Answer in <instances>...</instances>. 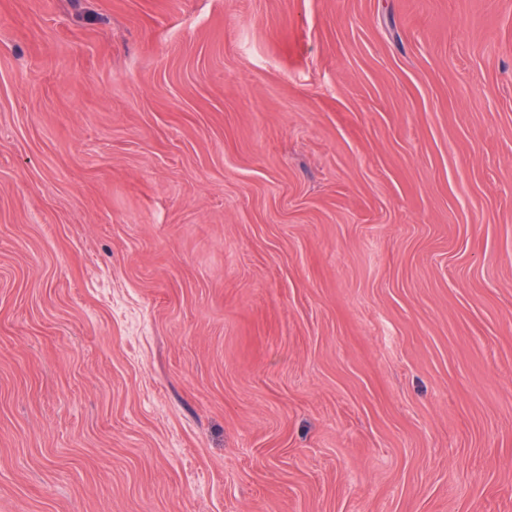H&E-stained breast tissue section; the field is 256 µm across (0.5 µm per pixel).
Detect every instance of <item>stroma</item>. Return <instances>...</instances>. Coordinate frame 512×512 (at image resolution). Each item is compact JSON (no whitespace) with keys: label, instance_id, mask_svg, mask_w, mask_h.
<instances>
[{"label":"stroma","instance_id":"1","mask_svg":"<svg viewBox=\"0 0 512 512\" xmlns=\"http://www.w3.org/2000/svg\"><path fill=\"white\" fill-rule=\"evenodd\" d=\"M0 512H512V0H0Z\"/></svg>","mask_w":512,"mask_h":512}]
</instances>
